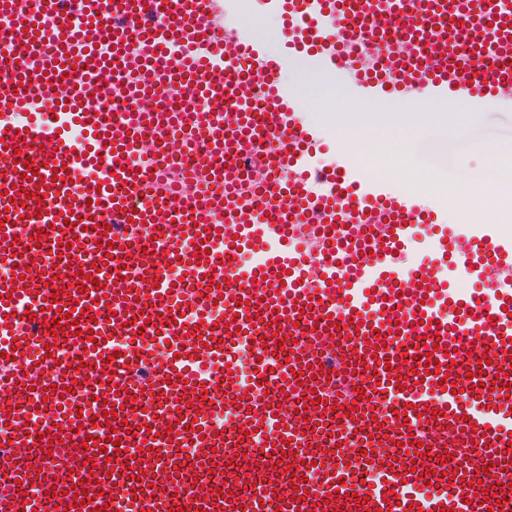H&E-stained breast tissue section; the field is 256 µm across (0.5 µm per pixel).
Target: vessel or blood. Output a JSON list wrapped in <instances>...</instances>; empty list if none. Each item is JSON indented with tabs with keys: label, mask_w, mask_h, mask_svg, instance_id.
<instances>
[{
	"label": "vessel or blood",
	"mask_w": 512,
	"mask_h": 512,
	"mask_svg": "<svg viewBox=\"0 0 512 512\" xmlns=\"http://www.w3.org/2000/svg\"><path fill=\"white\" fill-rule=\"evenodd\" d=\"M76 3L0 0L10 33L0 95L18 111L0 115V253L29 282L0 281V353L11 359L0 389L84 408L49 423L0 406V447L26 451L21 465L0 457L12 479L0 512H20L17 486L33 480L48 490L37 512H161L169 502L189 512H489L469 470L490 457L492 482H512V237L479 212L449 218L421 182L377 178L352 152L317 163L328 132L306 121L283 76L307 56L359 101L512 111V11L501 0H402L378 25L367 19L373 0H261L287 19L285 47L271 55L234 18V0ZM107 84L133 103L116 120ZM50 100L52 115L37 121ZM200 124L211 163L200 183L175 185L140 148ZM258 167L276 178L250 180ZM160 213L165 224L151 230ZM424 226L432 255L405 266ZM138 228L152 260L132 239ZM245 247L253 262L231 266ZM39 311L60 330L26 322ZM300 325L317 355L300 347L279 358ZM133 335L140 349L121 344ZM51 338L106 384L62 372L36 383L53 364ZM243 342L258 355L247 379L209 371L235 361ZM475 343L485 361L470 356ZM343 349L354 364L347 388L314 397ZM301 397L316 410L281 414ZM199 399L206 409L194 408ZM429 407L439 421L425 418ZM172 415L176 426L159 433ZM58 439L71 454L46 455ZM337 446L362 450L377 483L356 489ZM91 462L101 485L86 491ZM229 464L251 469L259 493L226 483ZM138 469L151 476L135 493ZM63 472L73 485L60 495Z\"/></svg>",
	"instance_id": "vessel-or-blood-1"
}]
</instances>
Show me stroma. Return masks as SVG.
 Wrapping results in <instances>:
<instances>
[{"label": "stroma", "mask_w": 512, "mask_h": 512, "mask_svg": "<svg viewBox=\"0 0 512 512\" xmlns=\"http://www.w3.org/2000/svg\"><path fill=\"white\" fill-rule=\"evenodd\" d=\"M512 170V112H484L476 122L456 133L427 128L403 141L398 156L380 159L374 173H397L422 177L438 183V198L446 202L449 214L485 209L487 185L502 184ZM463 185V194L451 193Z\"/></svg>", "instance_id": "1"}]
</instances>
